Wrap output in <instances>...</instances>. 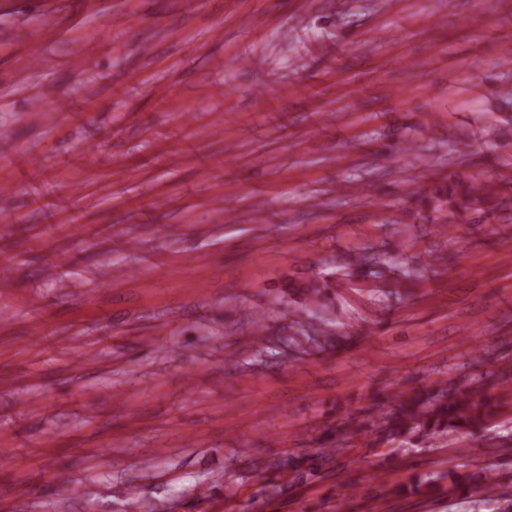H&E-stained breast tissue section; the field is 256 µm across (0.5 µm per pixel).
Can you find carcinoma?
I'll return each instance as SVG.
<instances>
[{
    "label": "carcinoma",
    "instance_id": "carcinoma-1",
    "mask_svg": "<svg viewBox=\"0 0 512 512\" xmlns=\"http://www.w3.org/2000/svg\"><path fill=\"white\" fill-rule=\"evenodd\" d=\"M422 201L429 210L453 218L472 211L506 214L512 211V197L507 196L497 182L478 176H450L436 184ZM290 294L296 296L297 315L311 317L330 303L331 283L319 276L291 279ZM497 414L496 403L481 389L423 388L400 399L382 413L377 431L394 441L411 434L428 438L446 437L459 429L478 432Z\"/></svg>",
    "mask_w": 512,
    "mask_h": 512
}]
</instances>
